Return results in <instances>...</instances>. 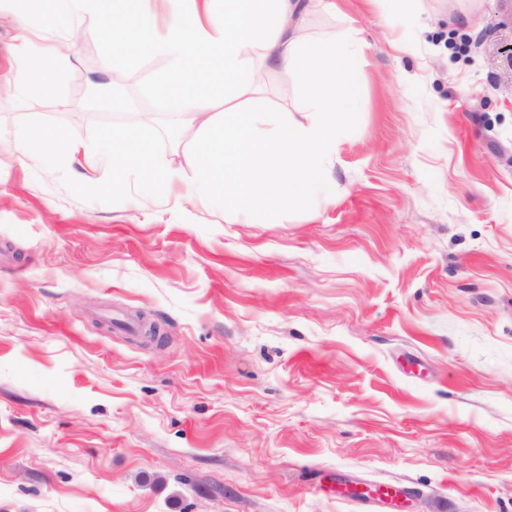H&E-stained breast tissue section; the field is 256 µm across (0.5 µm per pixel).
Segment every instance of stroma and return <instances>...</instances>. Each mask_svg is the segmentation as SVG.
<instances>
[{
  "label": "stroma",
  "mask_w": 512,
  "mask_h": 512,
  "mask_svg": "<svg viewBox=\"0 0 512 512\" xmlns=\"http://www.w3.org/2000/svg\"><path fill=\"white\" fill-rule=\"evenodd\" d=\"M330 2L305 37L359 40L331 181L228 222L22 156L32 120L190 151L194 89L98 16H28L18 56L0 0V71L55 85H0V512H356L345 482L512 512V0ZM7 81L15 84L18 90V99L21 103L25 101L30 93L35 91L43 92L46 95L53 93V86L49 80L27 70H17ZM32 82H36L38 85H34Z\"/></svg>",
  "instance_id": "1"
}]
</instances>
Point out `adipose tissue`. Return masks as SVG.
I'll return each mask as SVG.
<instances>
[{
    "label": "adipose tissue",
    "mask_w": 512,
    "mask_h": 512,
    "mask_svg": "<svg viewBox=\"0 0 512 512\" xmlns=\"http://www.w3.org/2000/svg\"><path fill=\"white\" fill-rule=\"evenodd\" d=\"M170 18L156 30L152 0H138L123 26L105 25L110 41L134 33L141 47L164 59L159 82L183 79L204 85L211 72L224 73L236 88L222 106L205 96L184 97V115L198 138L184 164L136 148L116 154L112 143L89 147L63 131H38L19 143L21 154L56 166L82 158L88 170L113 163L112 180L125 189V174L142 178L148 197L180 193L195 203L218 204L225 218L308 205L330 181L328 160L336 135L352 120L358 94L353 76L354 38L311 43L300 25L327 0H168ZM293 68L304 77L296 111L271 105L266 74Z\"/></svg>",
    "instance_id": "1"
}]
</instances>
